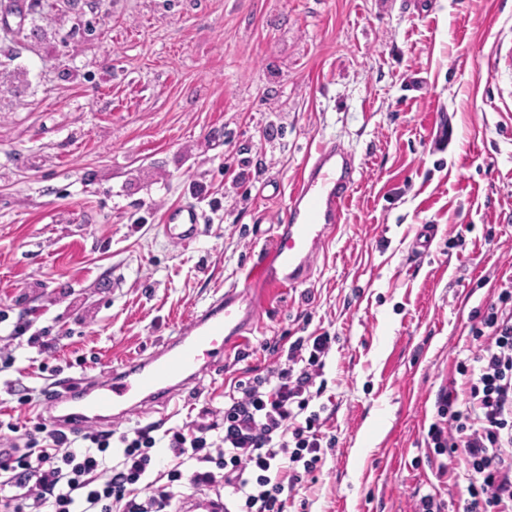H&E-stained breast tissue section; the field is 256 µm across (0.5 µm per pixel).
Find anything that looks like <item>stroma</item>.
Returning a JSON list of instances; mask_svg holds the SVG:
<instances>
[{
  "label": "stroma",
  "instance_id": "stroma-1",
  "mask_svg": "<svg viewBox=\"0 0 512 512\" xmlns=\"http://www.w3.org/2000/svg\"><path fill=\"white\" fill-rule=\"evenodd\" d=\"M22 6L0 0V329L24 328L0 426L42 425L26 390L148 354L243 284L333 137L359 168L311 278L270 293L222 370L126 425L192 423L231 380L279 364L263 342L326 331L334 446L288 512H414L433 487L462 512L466 489L437 482L426 434L477 312L512 280V0ZM195 201L201 235L169 240L167 211ZM422 224L438 231L416 256Z\"/></svg>",
  "mask_w": 512,
  "mask_h": 512
}]
</instances>
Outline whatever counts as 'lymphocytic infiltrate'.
Wrapping results in <instances>:
<instances>
[{
    "label": "lymphocytic infiltrate",
    "instance_id": "f902f5d3",
    "mask_svg": "<svg viewBox=\"0 0 512 512\" xmlns=\"http://www.w3.org/2000/svg\"><path fill=\"white\" fill-rule=\"evenodd\" d=\"M470 333L477 350L456 362L427 445L440 458L437 479L466 481L464 512H512V288L502 287ZM331 344L325 332L297 337L284 366L236 380L223 408H203L189 426L26 433L15 457L0 462L12 489L0 512H179L176 489L185 481L221 487L230 512H288L325 453L324 421L310 404L326 390ZM157 448L175 465L166 484L142 498L135 486ZM457 453L461 474L449 462Z\"/></svg>",
    "mask_w": 512,
    "mask_h": 512
}]
</instances>
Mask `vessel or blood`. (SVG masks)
<instances>
[{
	"instance_id": "b4317fda",
	"label": "vessel or blood",
	"mask_w": 512,
	"mask_h": 512,
	"mask_svg": "<svg viewBox=\"0 0 512 512\" xmlns=\"http://www.w3.org/2000/svg\"><path fill=\"white\" fill-rule=\"evenodd\" d=\"M355 171L351 150L333 139L322 142L301 168L272 243L259 250L243 286L225 288L186 329L149 354L101 378L62 379L40 401L39 415L65 431L109 425L146 409L168 407L204 371L223 366L257 328L266 292L296 287L310 277L315 259L344 217ZM203 222L197 205L183 204L167 212L164 231L186 244L195 241ZM186 512H224V499L218 492H198Z\"/></svg>"
}]
</instances>
